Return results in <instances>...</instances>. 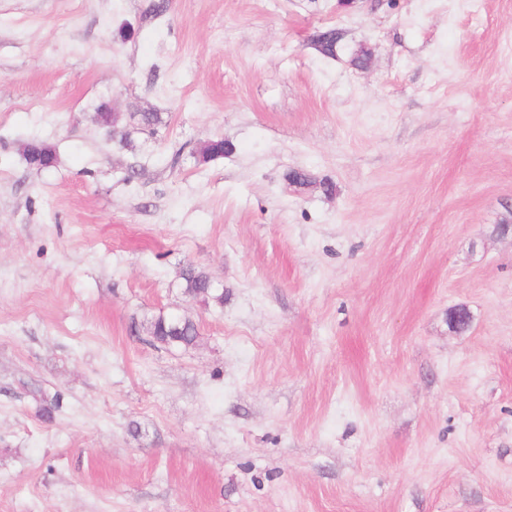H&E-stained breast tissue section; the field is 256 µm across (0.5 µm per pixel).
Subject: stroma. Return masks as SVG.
Listing matches in <instances>:
<instances>
[{
  "label": "stroma",
  "instance_id": "obj_1",
  "mask_svg": "<svg viewBox=\"0 0 512 512\" xmlns=\"http://www.w3.org/2000/svg\"><path fill=\"white\" fill-rule=\"evenodd\" d=\"M153 3L0 0V512H512V0ZM182 278L185 281L184 291L189 297H212L218 304H223L224 291L210 287V278L205 272L189 267L183 272ZM147 333L162 345L188 348L198 338L197 324L189 317L158 316L149 323Z\"/></svg>",
  "mask_w": 512,
  "mask_h": 512
}]
</instances>
